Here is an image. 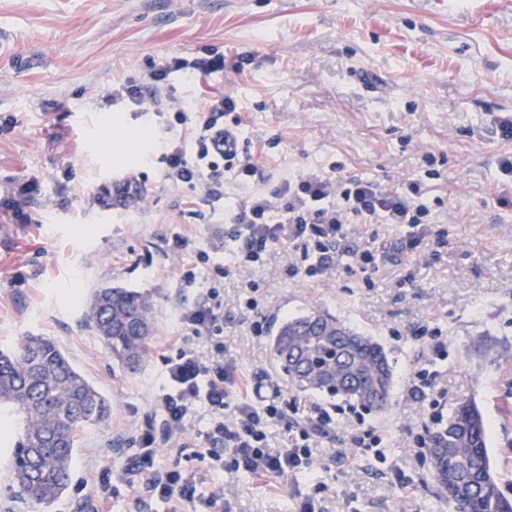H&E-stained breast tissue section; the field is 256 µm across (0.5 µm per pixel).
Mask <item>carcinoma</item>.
Here are the masks:
<instances>
[{
    "label": "carcinoma",
    "instance_id": "1",
    "mask_svg": "<svg viewBox=\"0 0 512 512\" xmlns=\"http://www.w3.org/2000/svg\"><path fill=\"white\" fill-rule=\"evenodd\" d=\"M87 322L126 371L139 372L155 333L148 296L120 285L96 289ZM274 364L301 391L326 393L369 412H385L393 368L384 347L320 310L287 317L270 338ZM0 410L22 416L12 443L10 478L27 501L48 506L69 487L76 433L110 420L111 403L43 336L22 337L0 351ZM429 475L437 498L455 512H512L487 454L488 428L473 402L457 404L428 431Z\"/></svg>",
    "mask_w": 512,
    "mask_h": 512
}]
</instances>
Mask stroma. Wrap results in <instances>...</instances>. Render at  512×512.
Listing matches in <instances>:
<instances>
[{"label":"stroma","instance_id":"stroma-1","mask_svg":"<svg viewBox=\"0 0 512 512\" xmlns=\"http://www.w3.org/2000/svg\"><path fill=\"white\" fill-rule=\"evenodd\" d=\"M223 53V74L170 81L175 94L204 106L232 96L241 146L262 183L310 171L382 184L410 195L419 184L445 245H425L380 264L371 282L329 268L320 283L290 275L287 243L235 266L224 210L195 206L193 190L164 180L163 142L186 132L170 112L130 101L104 106L118 83L138 84L171 56ZM512 115V0H0V198L27 217L0 212V350L36 334L57 343L110 400L109 423L76 436L73 479L50 506L16 498L10 453L0 445V512H94L85 485L101 460L112 469L110 512H126L123 482L137 428L159 424L153 399L178 332L177 311L195 300L181 285L224 281V364L273 381L289 405L273 428L285 438L294 406L322 395L291 388L275 367L269 337L278 321L322 309L381 343L394 370L392 405L337 416L318 444L313 472L270 482L224 475V502L197 512H452L434 508L436 488L415 449L429 413L477 403L501 491L512 498V209L495 199L501 156L512 154L499 121ZM157 149L128 152L141 126ZM434 155L439 178L425 174ZM132 179L141 198L107 204L105 188ZM189 234L210 255L189 267L171 248ZM121 285L147 293L156 332L144 368L126 373L86 322L95 289ZM255 302L252 321L239 312ZM440 328L448 358L421 400L408 394L424 355L419 327ZM373 430L388 442L387 462L363 456L351 436Z\"/></svg>","mask_w":512,"mask_h":512}]
</instances>
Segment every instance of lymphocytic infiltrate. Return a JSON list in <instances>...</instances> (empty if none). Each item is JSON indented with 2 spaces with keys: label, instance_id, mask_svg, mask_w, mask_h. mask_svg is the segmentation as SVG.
<instances>
[{
  "label": "lymphocytic infiltrate",
  "instance_id": "1",
  "mask_svg": "<svg viewBox=\"0 0 512 512\" xmlns=\"http://www.w3.org/2000/svg\"><path fill=\"white\" fill-rule=\"evenodd\" d=\"M224 57H172L164 60L145 82L113 89L110 103L127 99L151 105L154 111H174L178 123H190L188 137L166 145L162 154L164 177L174 186H191L199 192V203L215 205L224 199V184L243 183L257 166L240 147L238 126L224 122L225 113L237 108L233 97L220 94L187 117L188 103L172 95L169 77L183 73L205 77L223 72ZM430 207L421 200H407L380 184L352 176L329 179L317 172L297 180H286L271 191H259L230 215V238L239 243L236 264L248 267L261 260L272 244L287 242L304 262L306 277L318 275L321 265L337 264L349 271L371 276L382 262L387 241L381 226L398 224L406 230L408 248L425 240H444L445 230L432 229ZM352 224L365 225L360 243L341 254L338 243ZM223 281L206 282L198 300L181 308L176 320L177 336L167 348L170 356L154 406L164 430H139V448L132 480L131 512H142L144 504L160 512H194L200 499L210 506L221 500L217 477L223 473V458L232 455L235 469L263 479L292 475L311 469L313 449L298 441L285 448L269 443L271 427L279 421V392L262 394L260 383L237 375L224 366L222 337L224 309L220 294ZM208 412V426L191 436L199 409ZM176 454L199 460L196 469L160 471L155 458L160 444Z\"/></svg>",
  "mask_w": 512,
  "mask_h": 512
}]
</instances>
